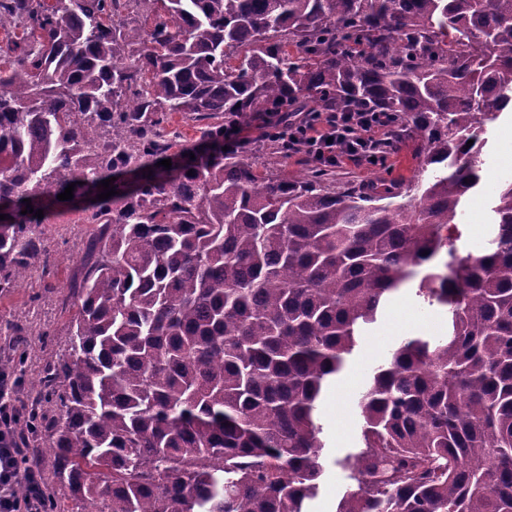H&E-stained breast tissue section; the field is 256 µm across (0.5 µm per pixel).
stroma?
<instances>
[{
  "mask_svg": "<svg viewBox=\"0 0 512 512\" xmlns=\"http://www.w3.org/2000/svg\"><path fill=\"white\" fill-rule=\"evenodd\" d=\"M261 120L246 124L247 140L243 155L254 161L261 172L292 179L310 165L301 156L273 155L266 149ZM486 145L481 161L483 179L480 187L466 199L458 242L460 254L486 247L489 239L488 204L503 178L512 176V115L503 114L488 125ZM416 141H406L399 152L389 155L385 163L356 168L345 166L331 171L336 186L361 185L378 178L411 179L416 172ZM81 208L61 209L49 223L38 230L51 250L55 262L49 276L34 274L16 288L0 289V363L11 365L16 382L17 399L23 408H31L38 394L33 386L44 367L66 354L69 323L74 313L69 282L84 254L90 231L83 224ZM448 332L445 308L421 302L413 289L396 292L380 309L374 323L367 325L363 336L349 356L344 372L333 380L321 401L327 459L316 497L309 501V512H336L338 503L351 486V472L346 464L361 450V422L356 402L375 369L383 364L401 340L412 336L441 337ZM46 433L27 435L25 447L36 449L33 467L40 473L48 496L53 497L60 512H68L70 503L62 494L56 478L57 461L41 452Z\"/></svg>",
  "mask_w": 512,
  "mask_h": 512,
  "instance_id": "obj_1",
  "label": "stroma"
}]
</instances>
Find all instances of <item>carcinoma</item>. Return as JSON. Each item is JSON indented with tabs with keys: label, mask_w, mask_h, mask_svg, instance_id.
<instances>
[{
	"label": "carcinoma",
	"mask_w": 512,
	"mask_h": 512,
	"mask_svg": "<svg viewBox=\"0 0 512 512\" xmlns=\"http://www.w3.org/2000/svg\"><path fill=\"white\" fill-rule=\"evenodd\" d=\"M0 30V288L48 265L58 194L93 200L68 353L37 380L59 417L19 424L49 433L70 512H307L325 388L411 284L448 334L374 372L336 512H512V179L488 247L456 256L512 109V0H0ZM302 101L389 113L388 150L416 136L431 176L397 203L394 180L336 191L223 151L224 124Z\"/></svg>",
	"instance_id": "cac0c4a2"
}]
</instances>
